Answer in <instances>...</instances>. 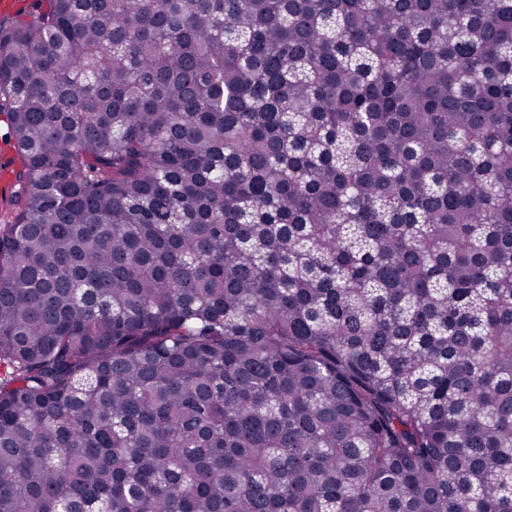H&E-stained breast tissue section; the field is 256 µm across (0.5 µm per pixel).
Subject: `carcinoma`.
I'll return each mask as SVG.
<instances>
[{
    "label": "carcinoma",
    "mask_w": 512,
    "mask_h": 512,
    "mask_svg": "<svg viewBox=\"0 0 512 512\" xmlns=\"http://www.w3.org/2000/svg\"><path fill=\"white\" fill-rule=\"evenodd\" d=\"M0 120V512H512V0H35Z\"/></svg>",
    "instance_id": "cac0c4a2"
}]
</instances>
